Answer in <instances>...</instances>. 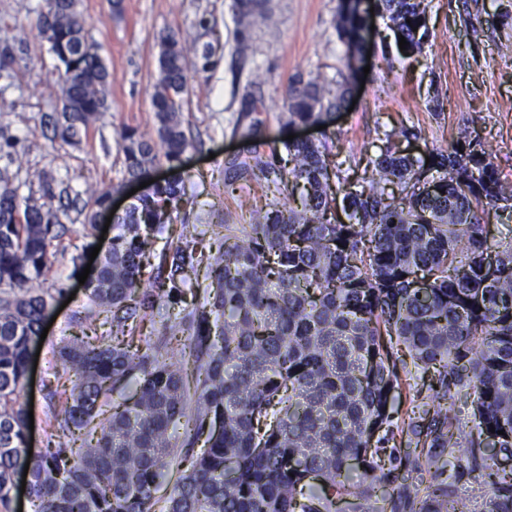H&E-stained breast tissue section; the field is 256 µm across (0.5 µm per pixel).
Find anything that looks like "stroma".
Listing matches in <instances>:
<instances>
[{"label": "stroma", "mask_w": 512, "mask_h": 512, "mask_svg": "<svg viewBox=\"0 0 512 512\" xmlns=\"http://www.w3.org/2000/svg\"><path fill=\"white\" fill-rule=\"evenodd\" d=\"M40 0H0V30L10 31L28 48L10 78L0 77V143L9 141L30 181L50 172L73 188H107L124 177L123 152L116 132L124 126L155 138L153 97L159 40L173 32L187 52L211 44L217 66L193 85L182 121L193 145L183 159L188 192L201 204L195 224L211 221L223 209L229 221L240 218L236 198L225 195L223 164L250 149L267 154L285 138L327 141L332 153L365 167L384 135L416 157L449 146L464 135L483 142L502 177L512 182V0H475L462 9L459 0H430L427 37L420 54L406 57L379 15H372L368 57L348 69L346 47L337 29L340 0H266L246 44L237 40L235 0H80L89 40L99 46L109 73L108 110L88 129L81 143H53L44 136L46 115L60 111L61 66L35 25ZM209 31L197 26L200 17ZM244 67H237V60ZM316 81L327 90L348 85L354 108L323 116V128L289 123L288 90L298 81ZM260 97L262 138L250 145L233 132L245 89ZM416 130L406 138L404 130ZM84 217L69 210V233L53 249L46 274L57 288V314L42 344L34 379L33 445L46 444L49 408L42 380L55 365L49 350L62 329L74 325L86 306L70 256L83 245Z\"/></svg>", "instance_id": "35a3bbf8"}]
</instances>
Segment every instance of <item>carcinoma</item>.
I'll return each instance as SVG.
<instances>
[{
	"mask_svg": "<svg viewBox=\"0 0 512 512\" xmlns=\"http://www.w3.org/2000/svg\"><path fill=\"white\" fill-rule=\"evenodd\" d=\"M342 0L337 31L348 52L363 50L368 13ZM79 0H42L36 27L63 65L62 109L46 122L53 142L77 145L107 111L109 73L85 32ZM262 0H237L245 43ZM406 52L421 50L425 0H375ZM12 36L0 41V70L15 60ZM217 64L206 44L189 61L175 36L160 38L154 95L158 142L130 127L116 131L124 179L146 182L170 171L124 213L85 281L88 305L112 323L108 336L60 337L53 348L67 382L43 381L52 432L30 448L24 395L29 350L59 288L45 286L50 246L69 232L61 216L85 213L93 240L116 186L71 193L42 173L39 197L0 167V512H11L17 470L28 468L34 512H400L407 486L395 474L397 438L430 448L414 468L435 480L447 465L440 448L487 470L483 512H512V476L497 477L492 448L512 456V236L488 238L478 212L512 221V186L483 143L435 149L431 162L404 155L386 136L371 177L330 159L327 145L285 144L224 162V192L254 181L272 192L264 208L239 200L243 224L210 225L222 242L199 250L188 224L198 206L185 191L182 156L189 139L181 114L191 82ZM316 82L289 92L291 123H317L339 107ZM260 99H244L234 133L261 134ZM88 201L78 208L81 196ZM180 222L178 242L150 262L149 233ZM196 302L183 305L188 290ZM150 323L152 331L141 336ZM193 350L194 387L169 351ZM400 352H394V346ZM437 373L434 398L465 399L469 428L430 405L393 425L394 393L408 365ZM118 384L131 398L102 409ZM495 432H490V428ZM504 434H499V431ZM204 450L192 454L201 436ZM189 462L166 496L162 480ZM409 512H470L467 500L425 495Z\"/></svg>",
	"mask_w": 512,
	"mask_h": 512,
	"instance_id": "1",
	"label": "carcinoma"
}]
</instances>
